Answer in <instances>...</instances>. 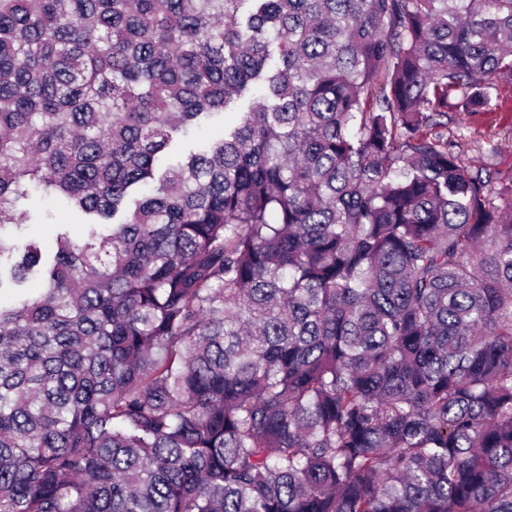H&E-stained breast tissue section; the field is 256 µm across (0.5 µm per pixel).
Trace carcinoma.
Returning a JSON list of instances; mask_svg holds the SVG:
<instances>
[{
    "label": "carcinoma",
    "instance_id": "carcinoma-1",
    "mask_svg": "<svg viewBox=\"0 0 512 512\" xmlns=\"http://www.w3.org/2000/svg\"><path fill=\"white\" fill-rule=\"evenodd\" d=\"M504 85L512 0H0V512H512ZM504 102L491 112H482L473 115L469 112H450L452 116L448 122V137L454 140L458 148L466 155H475L474 141L486 140L488 135H495L494 141L498 145V154L491 158L495 167L506 176L512 174V134L504 135L512 128V89L502 88ZM226 114H219L205 121L199 128H196L190 139L195 145H205L218 137L224 136V125L228 126L235 122L237 116L235 110H227ZM22 208L29 212L30 223L27 227L26 234L40 238L47 248L54 246V224L36 223L35 216H46L48 213L56 216L53 222L60 224H68L70 236L74 240H79L85 236V219L77 213H63L60 202L55 198L43 197L39 194L32 195L29 200L25 201Z\"/></svg>",
    "mask_w": 512,
    "mask_h": 512
}]
</instances>
